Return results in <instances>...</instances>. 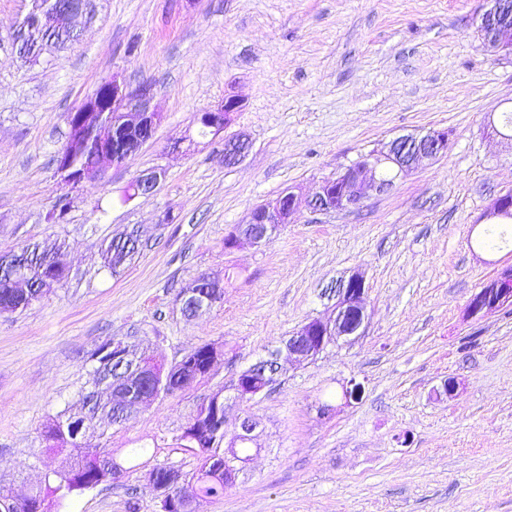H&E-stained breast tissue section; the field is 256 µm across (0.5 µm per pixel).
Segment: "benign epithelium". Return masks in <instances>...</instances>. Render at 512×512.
I'll return each instance as SVG.
<instances>
[{
	"mask_svg": "<svg viewBox=\"0 0 512 512\" xmlns=\"http://www.w3.org/2000/svg\"><path fill=\"white\" fill-rule=\"evenodd\" d=\"M489 7L481 16L478 34L485 48L495 55L512 56V0H487ZM78 12L58 2L52 3L49 10L40 13L38 30L55 32L75 37L77 32L68 20ZM111 99L112 118L106 117L107 109L102 106L98 93H93L75 111L80 121L77 135L67 138L65 151L75 153L89 142L102 146L93 166L80 172L58 166L57 176L63 184L72 188L87 178L100 175L110 165L123 163L139 148L150 141L161 122L160 114L150 110V86L132 85L113 75L103 82ZM240 109V101L233 95L224 97V102L214 108L200 111L195 122H203L210 133L224 135V164L239 163L246 154L247 141L240 135H226L229 126L227 118ZM129 125L142 131L135 148L122 153H114L103 148L112 136L116 125ZM450 132L446 129H431L422 136L402 135L383 147L362 154L350 166L336 175L326 178L318 185L310 205L317 211L336 212L359 207L369 189L379 192L390 190L395 180L408 175L421 161L435 160L448 154ZM512 199L505 194L492 198L482 213L480 220L492 222L503 216ZM297 209L296 196L286 193L272 202L252 209L246 223L239 224L227 235L228 243L224 250H232L242 244L261 247L269 244L284 224H291ZM204 282L212 289V297L198 300V293L187 290L179 296L182 312L189 310L195 314L208 310L213 298L222 288L221 281L206 274ZM512 305V266L502 269L490 279L468 301L465 313L472 320H480L486 314ZM367 290L364 273L357 270L336 287L334 316L312 318L300 329L281 342V345L248 368L240 371L226 390L237 400L250 399L266 390L257 378H276L281 371L280 359L285 356L298 363L310 362L321 355L330 345L341 338L360 334L366 318ZM257 423L250 417L239 419L232 433L253 442L257 435ZM230 449L224 450V477L227 485L235 484L246 462L231 458Z\"/></svg>",
	"mask_w": 512,
	"mask_h": 512,
	"instance_id": "obj_1",
	"label": "benign epithelium"
}]
</instances>
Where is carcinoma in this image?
I'll use <instances>...</instances> for the list:
<instances>
[{
    "instance_id": "cac0c4a2",
    "label": "carcinoma",
    "mask_w": 512,
    "mask_h": 512,
    "mask_svg": "<svg viewBox=\"0 0 512 512\" xmlns=\"http://www.w3.org/2000/svg\"><path fill=\"white\" fill-rule=\"evenodd\" d=\"M119 147H133L140 137V131L119 126L116 129ZM506 231L491 226L487 228L479 245L490 249L505 240ZM140 234L136 230L122 233L112 238L103 251L105 265L112 273L133 259L141 250ZM61 246L47 248L37 242L24 245L18 252L0 255L6 260L4 273H9L14 262L28 274L29 287L13 288L6 279L0 277V312L24 310L43 299L52 289L67 279L68 272L59 260ZM124 345L134 363L133 369L118 379L114 394L102 397L98 385L112 378V367L105 358L94 360L90 376L93 388L82 395V411L71 415L65 411L50 418L43 426L42 436L46 450L68 453L73 463L68 471L47 475L30 495L19 499L9 488L0 485V512H52L54 505L99 486L112 484L117 478L115 469L130 472L149 462L156 451L142 446L130 448L121 459L104 457L100 444L114 426H125L132 422L140 410L139 399L144 394L154 397L171 395L181 390V378L199 376L205 378L213 352L223 353V349L212 343H204L185 353L179 360L167 363L164 359L141 351L131 337H112ZM209 405L199 404L195 414L177 436L176 449L194 455L198 466L192 475L182 479L193 499L222 498L228 486L224 484V436H214L210 423L224 417V390L211 394ZM181 472L173 466L156 464L148 473L152 488L172 481L173 475ZM160 512H186V502L180 496L179 487L171 494L160 498Z\"/></svg>"
}]
</instances>
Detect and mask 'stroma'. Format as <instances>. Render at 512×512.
<instances>
[{
    "instance_id": "obj_1",
    "label": "stroma",
    "mask_w": 512,
    "mask_h": 512,
    "mask_svg": "<svg viewBox=\"0 0 512 512\" xmlns=\"http://www.w3.org/2000/svg\"><path fill=\"white\" fill-rule=\"evenodd\" d=\"M78 41L30 63L0 48V253L61 241L66 283L21 313H0V481L22 497L67 456L44 423L76 408L108 338L138 330L166 360L216 343L208 377L141 406L108 432L106 452L143 445L189 474L175 439L198 404L308 319L331 288L366 276L367 319L354 340L308 363L284 362L272 388L229 401L228 421L257 422L256 453L222 500L196 512H512V307L468 319L470 297L512 265V246L477 240L489 200L512 192V149L485 117L512 106V57L477 33L485 0H91ZM119 75L152 88L162 121L124 164L76 189L55 173L65 115ZM242 102L228 134L241 162L202 137L197 112ZM445 128L446 156L347 212H316L318 183L390 139ZM162 177L124 202L142 171ZM291 191L294 221L262 247L224 237L257 205ZM64 220L45 213L62 195ZM141 231L119 273L99 246ZM224 298L193 318L178 294L199 274ZM456 379L455 397L436 388ZM359 384L358 398L342 389ZM139 468L59 512H158Z\"/></svg>"
}]
</instances>
